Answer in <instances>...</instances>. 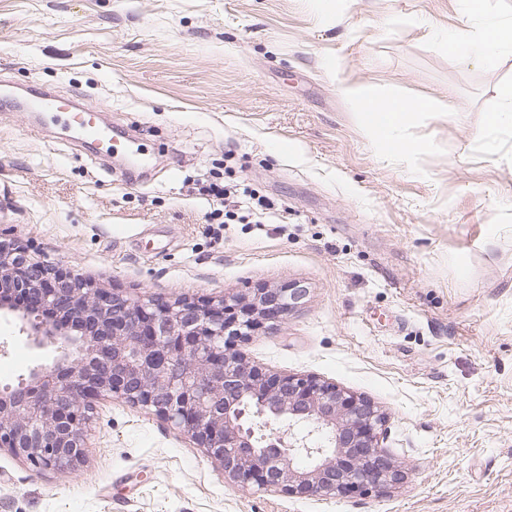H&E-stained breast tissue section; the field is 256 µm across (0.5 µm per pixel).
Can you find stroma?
<instances>
[{
    "label": "stroma",
    "instance_id": "obj_1",
    "mask_svg": "<svg viewBox=\"0 0 512 512\" xmlns=\"http://www.w3.org/2000/svg\"><path fill=\"white\" fill-rule=\"evenodd\" d=\"M0 0V235L101 288L172 301L303 283L241 346L387 416L406 475L383 495L243 490L155 415L97 403L87 458L39 472L0 451V512H512V50L444 41L464 0ZM428 100L386 153L341 83ZM126 139L92 148L36 90ZM270 198L264 224H206L196 181ZM0 315V390L48 363Z\"/></svg>",
    "mask_w": 512,
    "mask_h": 512
}]
</instances>
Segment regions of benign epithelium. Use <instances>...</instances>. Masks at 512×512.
<instances>
[{"mask_svg": "<svg viewBox=\"0 0 512 512\" xmlns=\"http://www.w3.org/2000/svg\"><path fill=\"white\" fill-rule=\"evenodd\" d=\"M307 293L290 282L160 302L97 288L0 238V311L20 314L29 340L56 352L30 384L0 393V447L42 471L76 470L96 403L117 398L186 434L243 489L319 499L385 492L405 471L381 445V410L333 383L250 365L238 351ZM248 397L260 408L249 426Z\"/></svg>", "mask_w": 512, "mask_h": 512, "instance_id": "1", "label": "benign epithelium"}]
</instances>
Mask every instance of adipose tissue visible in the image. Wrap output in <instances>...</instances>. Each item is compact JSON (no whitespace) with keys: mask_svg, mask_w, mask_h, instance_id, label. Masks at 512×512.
<instances>
[{"mask_svg":"<svg viewBox=\"0 0 512 512\" xmlns=\"http://www.w3.org/2000/svg\"><path fill=\"white\" fill-rule=\"evenodd\" d=\"M466 5L471 17L483 18L485 0H466ZM446 46L450 53L479 60L498 50L512 49V25L484 20L480 29L465 27L448 37ZM359 100L364 111L365 124L369 129L378 132L382 147L406 154L413 152V145L396 141L394 133L413 114L429 111V102H408L395 98L379 100L364 94L360 95Z\"/></svg>","mask_w":512,"mask_h":512,"instance_id":"obj_1","label":"adipose tissue"}]
</instances>
